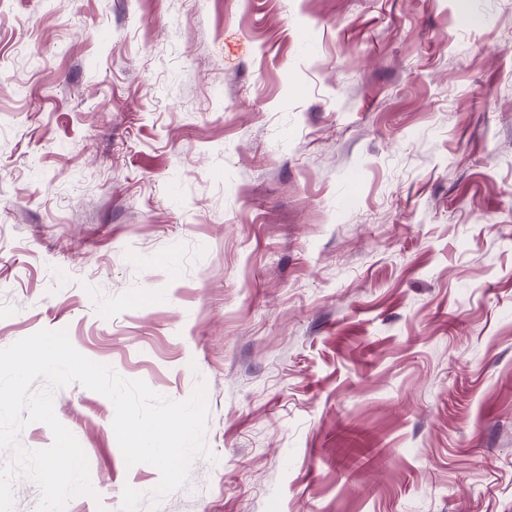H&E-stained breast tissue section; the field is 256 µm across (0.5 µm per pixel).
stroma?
I'll list each match as a JSON object with an SVG mask.
<instances>
[{"mask_svg": "<svg viewBox=\"0 0 512 512\" xmlns=\"http://www.w3.org/2000/svg\"><path fill=\"white\" fill-rule=\"evenodd\" d=\"M43 329L205 385L158 512H512V0H0V348ZM53 403L65 512L158 484Z\"/></svg>", "mask_w": 512, "mask_h": 512, "instance_id": "obj_1", "label": "stroma"}]
</instances>
